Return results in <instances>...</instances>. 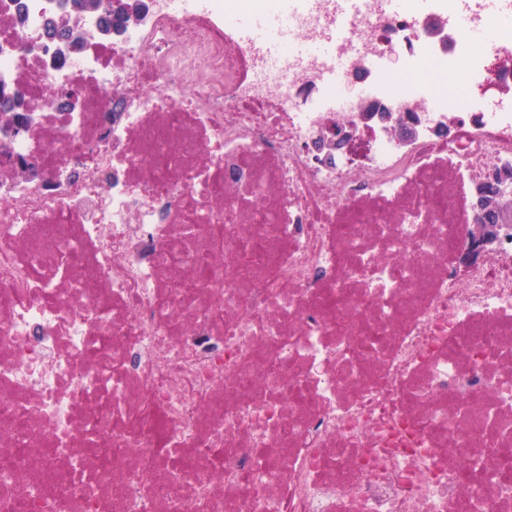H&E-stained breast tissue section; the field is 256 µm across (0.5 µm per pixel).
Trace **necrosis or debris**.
<instances>
[{"mask_svg": "<svg viewBox=\"0 0 512 512\" xmlns=\"http://www.w3.org/2000/svg\"><path fill=\"white\" fill-rule=\"evenodd\" d=\"M53 2L0 0L41 113L0 149V512H512V229L459 262L512 163V0H150L56 61ZM351 84L418 135L324 160Z\"/></svg>", "mask_w": 512, "mask_h": 512, "instance_id": "necrosis-or-debris-1", "label": "necrosis or debris"}]
</instances>
